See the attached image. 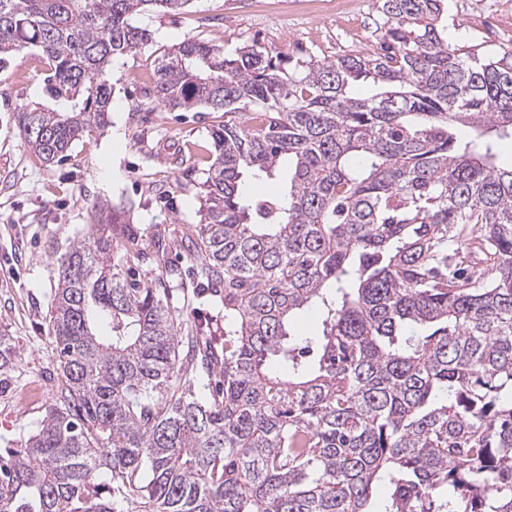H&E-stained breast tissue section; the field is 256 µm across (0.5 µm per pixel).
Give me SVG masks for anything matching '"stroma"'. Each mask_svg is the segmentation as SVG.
I'll return each mask as SVG.
<instances>
[{"instance_id": "1", "label": "stroma", "mask_w": 512, "mask_h": 512, "mask_svg": "<svg viewBox=\"0 0 512 512\" xmlns=\"http://www.w3.org/2000/svg\"><path fill=\"white\" fill-rule=\"evenodd\" d=\"M486 2L446 0L442 24L449 44L512 51V0L493 15ZM298 5L299 0H192L176 12H141L134 23L150 39L113 58L107 125L77 141L59 163L31 154L14 122L19 106L52 104L41 51L29 49L0 70V332L12 336L18 352L14 371L0 381V452L20 448L61 391L64 378L49 326L54 262L92 233L94 207H124L141 228L138 271L145 277L159 273L153 235L165 228L171 235L167 258L181 273L169 283L172 314L189 325L223 326L221 302L196 295L193 228L200 220V182L212 162L209 130L224 115L207 109L171 112L145 91L164 51L186 39L228 53L255 43L284 60L379 51L381 0H353L352 12L341 15L303 14ZM35 382L42 389L39 401L20 406L19 394Z\"/></svg>"}]
</instances>
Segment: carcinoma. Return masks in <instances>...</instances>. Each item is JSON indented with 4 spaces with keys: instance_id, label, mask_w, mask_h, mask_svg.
Returning <instances> with one entry per match:
<instances>
[{
    "instance_id": "obj_1",
    "label": "carcinoma",
    "mask_w": 512,
    "mask_h": 512,
    "mask_svg": "<svg viewBox=\"0 0 512 512\" xmlns=\"http://www.w3.org/2000/svg\"><path fill=\"white\" fill-rule=\"evenodd\" d=\"M190 2L0 0V70L41 48L63 105L16 110L24 146L60 162L102 128L108 65L149 39L133 17ZM443 2L384 0L382 53L291 70L256 44L168 49L149 96L224 112L195 226L224 335L172 315L134 271L139 228L100 207L56 259L65 386L0 456V512H115L128 493L133 512H374L379 482V512H512V52L449 45ZM246 175L281 192L248 197ZM312 304L321 336L299 342ZM16 364L0 333V377ZM291 334L299 340L317 339L321 334V318L317 308L310 307L295 313L291 328Z\"/></svg>"
}]
</instances>
